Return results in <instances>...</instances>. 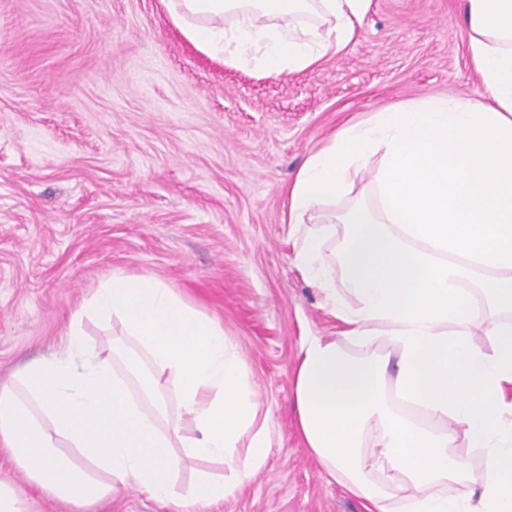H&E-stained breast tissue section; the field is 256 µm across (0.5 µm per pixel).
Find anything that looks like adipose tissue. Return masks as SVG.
I'll return each instance as SVG.
<instances>
[{
	"label": "adipose tissue",
	"instance_id": "1",
	"mask_svg": "<svg viewBox=\"0 0 512 512\" xmlns=\"http://www.w3.org/2000/svg\"><path fill=\"white\" fill-rule=\"evenodd\" d=\"M319 3L320 23L304 27L309 0H166L200 49L267 75L343 48L368 7ZM226 16L233 24L220 25ZM465 20L486 101L430 97L349 125L289 192V221L305 227L294 263L342 325L338 336L301 343L299 429L327 473L373 512H391L394 499L398 512H512V0H465ZM377 151L385 163L373 203L330 211ZM336 235L332 264L325 248ZM114 317L124 331L98 358L83 322ZM380 340L392 354L373 351ZM457 425L482 452L480 469L456 453ZM269 446L223 327L153 276L113 272L73 314L64 354L0 389V448L28 483L84 508L127 489L178 507L223 501L260 470ZM181 448L224 460L235 481L178 486ZM451 482L474 490L448 495Z\"/></svg>",
	"mask_w": 512,
	"mask_h": 512
}]
</instances>
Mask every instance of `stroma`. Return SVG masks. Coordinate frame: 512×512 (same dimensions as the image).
I'll return each instance as SVG.
<instances>
[{"label": "stroma", "instance_id": "stroma-1", "mask_svg": "<svg viewBox=\"0 0 512 512\" xmlns=\"http://www.w3.org/2000/svg\"><path fill=\"white\" fill-rule=\"evenodd\" d=\"M428 97L484 98L463 0H369L344 48L281 75L204 53L163 0H0V388L113 271L159 278L223 326L271 433L249 481L188 512H368L298 429L301 342L342 325L294 265L287 189L348 124ZM1 480L83 512L0 450Z\"/></svg>", "mask_w": 512, "mask_h": 512}]
</instances>
